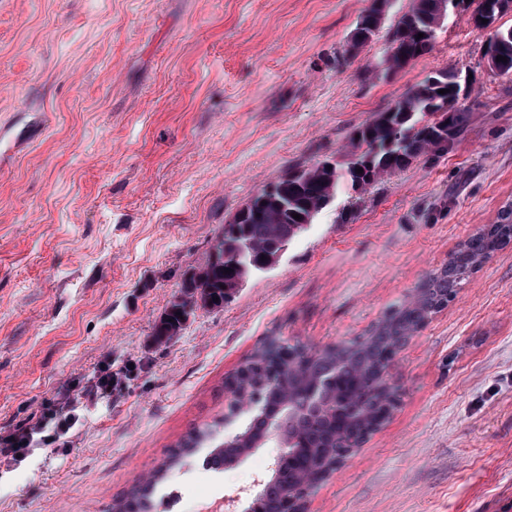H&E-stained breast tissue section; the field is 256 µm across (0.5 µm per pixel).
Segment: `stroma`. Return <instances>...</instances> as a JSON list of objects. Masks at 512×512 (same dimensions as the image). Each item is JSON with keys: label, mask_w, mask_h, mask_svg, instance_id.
Returning <instances> with one entry per match:
<instances>
[{"label": "stroma", "mask_w": 512, "mask_h": 512, "mask_svg": "<svg viewBox=\"0 0 512 512\" xmlns=\"http://www.w3.org/2000/svg\"><path fill=\"white\" fill-rule=\"evenodd\" d=\"M370 0H0V428L132 365L68 451L0 475V512H112L194 429L224 418V382L268 338L320 349L365 335L512 209V75L491 31L449 8L431 51L381 63L413 5L346 49ZM472 79L461 132L336 200L223 309L156 322L236 212L288 169L345 163L353 129L441 68ZM353 218L339 223L341 211ZM390 420L307 512H512V244L459 285L392 364ZM275 445L211 477L207 449L158 486L222 512ZM189 306L186 300L177 303L170 302L165 316L155 325L154 334L158 340L168 339L176 335L183 327L185 322V315L187 314L186 308ZM188 310L191 312L190 307ZM176 312H181V315H176ZM172 319V322H169Z\"/></svg>", "instance_id": "35a3bbf8"}]
</instances>
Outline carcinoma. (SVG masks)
<instances>
[{
	"instance_id": "cac0c4a2",
	"label": "carcinoma",
	"mask_w": 512,
	"mask_h": 512,
	"mask_svg": "<svg viewBox=\"0 0 512 512\" xmlns=\"http://www.w3.org/2000/svg\"><path fill=\"white\" fill-rule=\"evenodd\" d=\"M389 0H371L353 29L349 45L360 48L368 43L384 20ZM436 0H414L389 33L386 72L397 73L428 53L439 27ZM424 34L418 38V34ZM488 65L500 75L512 74V27H496L487 51ZM502 55L507 61H497ZM459 71L443 68L409 89L379 117L355 130L348 161L340 166L325 160L309 168H295L258 194L224 225L219 242L224 244V261L208 262L207 278L200 283L198 297L203 307L221 310L245 281L259 271L258 265L282 255L283 247L302 233L336 199L339 186L348 182L359 193L385 174L402 169L416 157L448 151V135H457L464 123V111L456 108L460 99ZM446 93L440 94L438 90ZM297 213L301 218L295 219ZM512 242V212H505L500 223L485 236L469 239L449 263L436 270L423 284L420 303H405L392 308L375 328L366 343L345 348L339 355L315 354L305 346H290L284 353L259 350L251 369L245 394L260 397L271 414L279 413L280 398L287 395L302 412L291 432V456L271 470L268 481L274 490L264 495L256 512H283L288 487L302 474L311 473L328 456L343 447L358 426L362 407L378 408L376 389L380 372L397 355L399 338L417 330L424 318L445 307L456 296L458 285L474 271L483 256ZM229 272H224V269ZM187 301L171 302L165 316L155 325L157 339L176 335L185 322ZM320 377L332 378L325 397L336 408L314 411L309 405V386ZM195 448H208L206 465L214 471L233 460L236 449H224L220 424L199 429L178 445L168 460L149 479L141 480L126 498L115 505L117 512H155L153 494L166 472L178 465L183 455Z\"/></svg>"
}]
</instances>
